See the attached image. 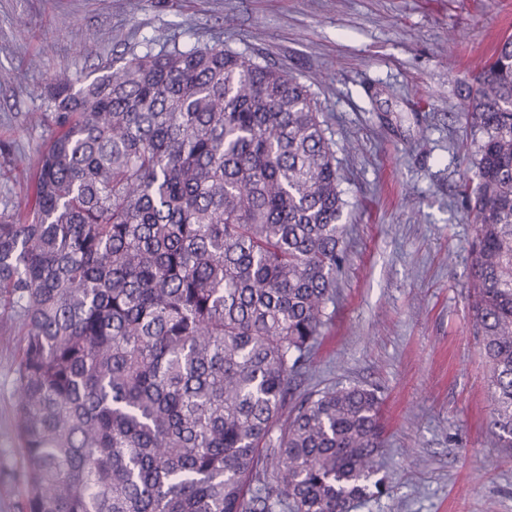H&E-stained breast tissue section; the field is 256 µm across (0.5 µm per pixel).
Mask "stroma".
<instances>
[{"instance_id":"obj_1","label":"stroma","mask_w":512,"mask_h":512,"mask_svg":"<svg viewBox=\"0 0 512 512\" xmlns=\"http://www.w3.org/2000/svg\"><path fill=\"white\" fill-rule=\"evenodd\" d=\"M512 34V0H0V214L31 196L54 134L31 123L58 72L90 80L190 38L265 59L310 85L349 202L347 262L313 375L298 392L377 389L387 493L348 512H512V448L488 434V367L471 330L477 137L470 68ZM96 43L95 56L84 46ZM22 327L0 321V512H15Z\"/></svg>"}]
</instances>
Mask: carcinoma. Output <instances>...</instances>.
<instances>
[{
	"label": "carcinoma",
	"mask_w": 512,
	"mask_h": 512,
	"mask_svg": "<svg viewBox=\"0 0 512 512\" xmlns=\"http://www.w3.org/2000/svg\"><path fill=\"white\" fill-rule=\"evenodd\" d=\"M52 79L33 197L0 218L20 321L17 512H347L384 443L373 388L294 397L346 261L310 88L175 38ZM472 325L512 447V36L474 75Z\"/></svg>",
	"instance_id": "1"
}]
</instances>
